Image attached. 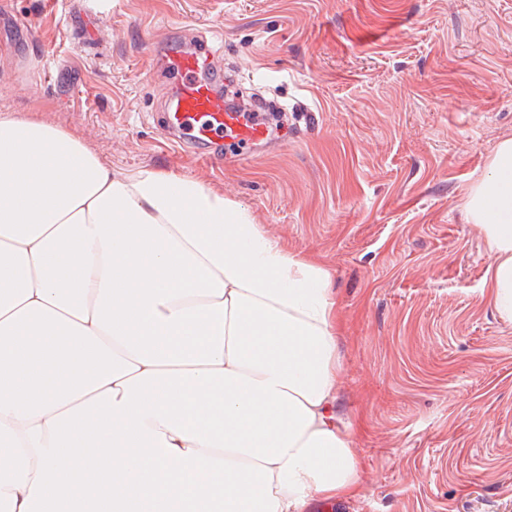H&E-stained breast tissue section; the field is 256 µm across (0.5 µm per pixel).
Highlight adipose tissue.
<instances>
[{
	"label": "adipose tissue",
	"mask_w": 512,
	"mask_h": 512,
	"mask_svg": "<svg viewBox=\"0 0 512 512\" xmlns=\"http://www.w3.org/2000/svg\"><path fill=\"white\" fill-rule=\"evenodd\" d=\"M512 323V136L464 205ZM331 271L239 204L0 117V512H311L357 496Z\"/></svg>",
	"instance_id": "1"
}]
</instances>
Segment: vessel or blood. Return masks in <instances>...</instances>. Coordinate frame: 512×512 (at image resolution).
Listing matches in <instances>:
<instances>
[{"label": "vessel or blood", "instance_id": "vessel-or-blood-1", "mask_svg": "<svg viewBox=\"0 0 512 512\" xmlns=\"http://www.w3.org/2000/svg\"><path fill=\"white\" fill-rule=\"evenodd\" d=\"M216 55L204 39L177 52L160 48L159 68L175 88L165 105L164 128L174 131L177 144L201 149L228 134L238 141L260 144L267 136L265 127L245 125L224 103Z\"/></svg>", "mask_w": 512, "mask_h": 512}]
</instances>
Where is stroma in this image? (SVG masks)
I'll return each mask as SVG.
<instances>
[{
	"mask_svg": "<svg viewBox=\"0 0 512 512\" xmlns=\"http://www.w3.org/2000/svg\"><path fill=\"white\" fill-rule=\"evenodd\" d=\"M175 33L222 45L228 98L280 106L265 144L165 139ZM2 114L198 181L329 267L361 491L321 512H512V324L464 213L512 135V0H0Z\"/></svg>",
	"mask_w": 512,
	"mask_h": 512,
	"instance_id": "35a3bbf8",
	"label": "stroma"
}]
</instances>
